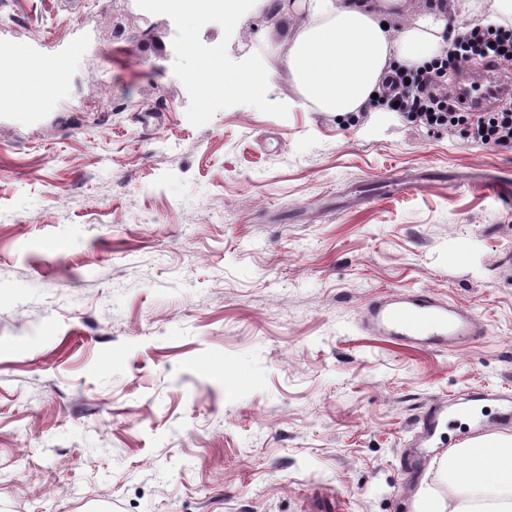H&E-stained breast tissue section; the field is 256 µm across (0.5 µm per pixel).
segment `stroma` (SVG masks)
Segmentation results:
<instances>
[{"label": "stroma", "instance_id": "obj_1", "mask_svg": "<svg viewBox=\"0 0 512 512\" xmlns=\"http://www.w3.org/2000/svg\"><path fill=\"white\" fill-rule=\"evenodd\" d=\"M448 0L446 27L506 17ZM277 0L186 31L141 0H0V53L67 64L0 109V512H414L436 401L512 394V150L303 105ZM264 65L205 98L204 59ZM427 290L487 335L400 347L368 303Z\"/></svg>", "mask_w": 512, "mask_h": 512}]
</instances>
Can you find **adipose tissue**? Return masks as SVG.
<instances>
[{
    "mask_svg": "<svg viewBox=\"0 0 512 512\" xmlns=\"http://www.w3.org/2000/svg\"><path fill=\"white\" fill-rule=\"evenodd\" d=\"M195 25L211 13L237 20L240 0H158ZM409 9V0H310L307 18L282 0L295 34L288 67L304 99L317 111L342 117L358 111L378 92L392 64L418 67L445 44V19L427 14L416 25L394 28L389 7ZM443 470L454 488L442 502L423 499L419 512H512V434H485L448 448Z\"/></svg>",
    "mask_w": 512,
    "mask_h": 512,
    "instance_id": "ef3b65f1",
    "label": "adipose tissue"
}]
</instances>
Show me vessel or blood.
Wrapping results in <instances>:
<instances>
[{
  "label": "vessel or blood",
  "instance_id": "vessel-or-blood-1",
  "mask_svg": "<svg viewBox=\"0 0 512 512\" xmlns=\"http://www.w3.org/2000/svg\"><path fill=\"white\" fill-rule=\"evenodd\" d=\"M363 322L372 335L434 349L455 348L486 333L470 311L426 291L374 299L367 306ZM471 417V406L432 404L421 421V435L430 437L446 423L460 420L470 421L472 433H481V426L473 424Z\"/></svg>",
  "mask_w": 512,
  "mask_h": 512
}]
</instances>
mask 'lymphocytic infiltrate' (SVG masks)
Masks as SVG:
<instances>
[{
  "instance_id": "1",
  "label": "lymphocytic infiltrate",
  "mask_w": 512,
  "mask_h": 512,
  "mask_svg": "<svg viewBox=\"0 0 512 512\" xmlns=\"http://www.w3.org/2000/svg\"><path fill=\"white\" fill-rule=\"evenodd\" d=\"M500 60L512 63V19L494 26L472 24L458 33L445 56L430 65L397 68L383 83L381 103L435 128H463L483 145L512 150V94L497 98L494 109L462 108L456 82L467 66Z\"/></svg>"
}]
</instances>
